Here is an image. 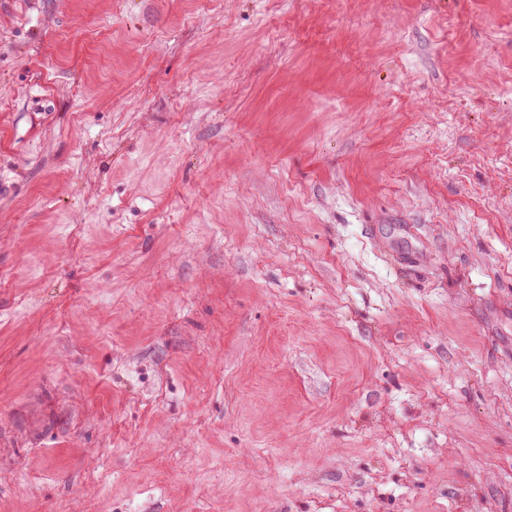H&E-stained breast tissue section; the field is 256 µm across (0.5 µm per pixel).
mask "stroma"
Segmentation results:
<instances>
[{
  "instance_id": "35a3bbf8",
  "label": "stroma",
  "mask_w": 512,
  "mask_h": 512,
  "mask_svg": "<svg viewBox=\"0 0 512 512\" xmlns=\"http://www.w3.org/2000/svg\"><path fill=\"white\" fill-rule=\"evenodd\" d=\"M0 512H512V0H0Z\"/></svg>"
}]
</instances>
